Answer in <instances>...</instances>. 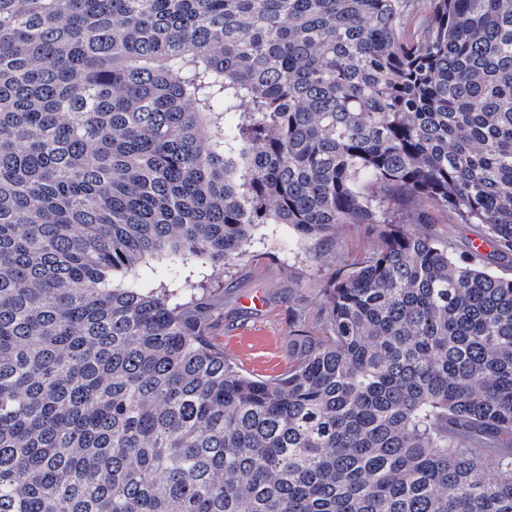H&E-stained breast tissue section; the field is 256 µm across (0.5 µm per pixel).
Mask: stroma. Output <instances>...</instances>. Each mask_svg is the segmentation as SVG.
<instances>
[{
  "label": "stroma",
  "mask_w": 512,
  "mask_h": 512,
  "mask_svg": "<svg viewBox=\"0 0 512 512\" xmlns=\"http://www.w3.org/2000/svg\"><path fill=\"white\" fill-rule=\"evenodd\" d=\"M427 230L455 256L466 240L483 232L477 224L449 223L440 211L432 212ZM373 246V236L357 224L306 241L287 225L261 224L237 264L219 270L193 261L181 275L200 287L202 301L213 311L209 332L223 343L231 362L249 374L269 377L285 371L297 326L315 322L326 281ZM256 294L266 302L259 311L246 303Z\"/></svg>",
  "instance_id": "35a3bbf8"
}]
</instances>
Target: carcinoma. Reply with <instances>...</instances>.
<instances>
[{
	"mask_svg": "<svg viewBox=\"0 0 512 512\" xmlns=\"http://www.w3.org/2000/svg\"><path fill=\"white\" fill-rule=\"evenodd\" d=\"M432 208L512 255V0H0V512H512V278ZM258 224L376 238L269 378L138 285ZM431 223L427 231L437 240L448 244V251L458 258L462 243L468 239H476L484 232L478 224H450L443 212L431 210ZM143 263L142 288H157L160 283L169 284V261L166 258H153Z\"/></svg>",
	"mask_w": 512,
	"mask_h": 512,
	"instance_id": "obj_1",
	"label": "carcinoma"
}]
</instances>
